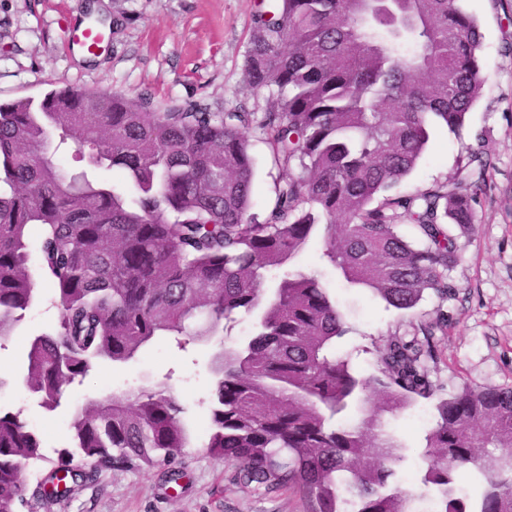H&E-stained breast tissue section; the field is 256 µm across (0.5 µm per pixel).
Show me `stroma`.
<instances>
[{"instance_id":"35a3bbf8","label":"stroma","mask_w":512,"mask_h":512,"mask_svg":"<svg viewBox=\"0 0 512 512\" xmlns=\"http://www.w3.org/2000/svg\"><path fill=\"white\" fill-rule=\"evenodd\" d=\"M273 0H0V103L41 98L63 87L141 96L155 104L201 103L212 112L269 111L276 88H253L246 57L258 10ZM484 35L483 94L460 133L437 126L411 175L399 189L415 192L447 182L472 136L484 132L492 147L487 188L474 204V222L458 230L460 261L447 276L454 295H427L416 309L386 306L370 290L337 286L336 298L348 332L336 341L356 373L377 374L376 349L392 336H412L421 321L436 325L437 359L431 378L445 393L466 385L512 387V0H463ZM100 31L95 53L72 42L73 26ZM248 138L257 161L254 211L265 216L283 171L273 164L258 130ZM42 302L27 312L17 332L0 349V406L21 412L41 435L49 460L70 446L71 409L88 398L116 390L166 382L186 407L199 438L184 449L175 468H84L61 496L29 498L21 512H304L303 500L282 488L258 493L236 480L232 463L201 445L208 428L207 400L214 383L210 368L220 343L250 337L249 318L224 330L223 341L179 348L161 340L129 364L99 363L82 382L66 390L59 408L38 406L20 381L27 364V337L52 330L59 313L49 286ZM432 401L421 399L391 417L389 427L407 445L396 468L400 485L417 484L420 446L434 425Z\"/></svg>"}]
</instances>
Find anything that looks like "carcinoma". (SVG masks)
I'll return each instance as SVG.
<instances>
[{
  "label": "carcinoma",
  "instance_id": "cac0c4a2",
  "mask_svg": "<svg viewBox=\"0 0 512 512\" xmlns=\"http://www.w3.org/2000/svg\"><path fill=\"white\" fill-rule=\"evenodd\" d=\"M481 44L460 0H279L277 14L254 18L246 71L252 87L288 94L260 117L197 103L160 112L148 98L72 88L1 103L0 347L40 302L41 283L59 311L51 332L27 338L28 392L54 410L102 361L128 364L165 338L206 341L253 316L255 334L214 356L203 444L235 462L239 483L293 489L306 512H414L417 495L390 482L405 445L386 417L433 398L420 482L435 490L436 512H512V388L442 394L426 322L423 339L378 347L379 375L359 376L336 353L348 327L331 288L298 261L318 242L336 281L398 310L452 296L455 228L473 223L489 141L473 136L448 183L393 189L432 127L463 128L485 83ZM252 128L275 164L300 168L276 183L262 219ZM71 145L75 171L55 156ZM351 409L356 419H342ZM70 431L76 451L61 453L46 482L80 463L170 465L194 445L163 382L87 400L71 410ZM42 448L21 413L0 408V512H17ZM486 448L498 455L480 470L481 493L458 495L456 478Z\"/></svg>",
  "mask_w": 512,
  "mask_h": 512
}]
</instances>
